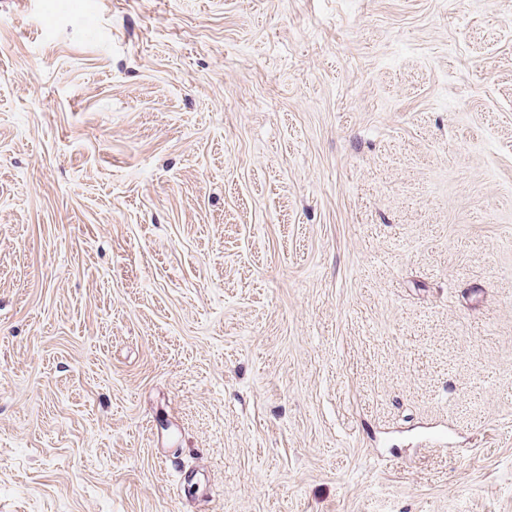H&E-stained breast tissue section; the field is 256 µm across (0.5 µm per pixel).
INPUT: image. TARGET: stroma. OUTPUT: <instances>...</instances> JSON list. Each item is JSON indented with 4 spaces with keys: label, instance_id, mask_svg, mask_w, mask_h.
Instances as JSON below:
<instances>
[{
    "label": "stroma",
    "instance_id": "1",
    "mask_svg": "<svg viewBox=\"0 0 512 512\" xmlns=\"http://www.w3.org/2000/svg\"><path fill=\"white\" fill-rule=\"evenodd\" d=\"M0 512H512V0H0Z\"/></svg>",
    "mask_w": 512,
    "mask_h": 512
}]
</instances>
